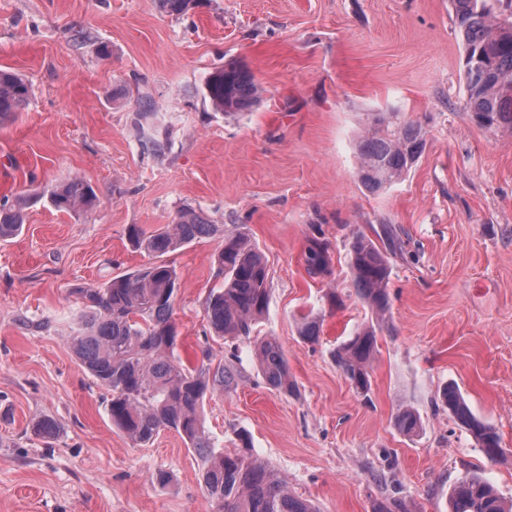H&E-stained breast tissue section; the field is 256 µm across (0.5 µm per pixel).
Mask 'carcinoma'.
<instances>
[{
    "label": "carcinoma",
    "instance_id": "1",
    "mask_svg": "<svg viewBox=\"0 0 512 512\" xmlns=\"http://www.w3.org/2000/svg\"><path fill=\"white\" fill-rule=\"evenodd\" d=\"M455 23L462 36L466 108L490 127L512 129V22L492 20L488 0H452ZM206 96L219 112H249L262 100L263 89L244 66L228 64L214 69L205 82ZM31 86L18 73L0 69V121L19 112L29 101ZM141 145L160 149L159 132L138 123ZM425 131L415 123L390 115L370 121L357 146L358 177L370 192L401 180L420 158ZM64 212H88L96 206L92 187L75 176L51 185L41 194H18L0 201V239L18 234L27 210L42 198ZM223 233L220 225L201 210L181 206L172 224L147 233L136 224L128 228L132 246L156 261L130 274L77 288L82 308L77 335L71 347L81 366L109 391L112 425L133 442L146 444L160 432L172 430L193 449L207 496L215 512H318L308 500L288 490L284 479L251 453L224 452L206 426L204 404L216 391L236 383L229 367L211 369L183 363L177 350L179 336L173 319L181 275L161 260L203 237ZM394 240L378 246L358 235L350 246V269L359 299L375 314L389 308V256ZM305 261L308 273H331L329 247L323 240H308ZM224 281L205 301V319L217 336L248 339L266 314L270 282L266 262L258 247L242 232L224 233V246L215 258ZM299 335L311 344L319 341L320 323L306 317ZM377 352L376 330L366 326L335 352L337 367L360 394L370 390L369 367ZM259 373L276 391L288 395L296 384L288 360L273 338L257 343ZM442 404L470 432L490 460L503 454L493 426L475 416L459 389L447 385ZM397 426L409 435L420 426L419 416L402 412ZM450 512H512L493 487L477 476L456 482L449 495Z\"/></svg>",
    "mask_w": 512,
    "mask_h": 512
}]
</instances>
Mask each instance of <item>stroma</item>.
I'll return each mask as SVG.
<instances>
[{"label": "stroma", "mask_w": 512, "mask_h": 512, "mask_svg": "<svg viewBox=\"0 0 512 512\" xmlns=\"http://www.w3.org/2000/svg\"><path fill=\"white\" fill-rule=\"evenodd\" d=\"M109 56H101L100 47ZM462 40L449 0H194L172 15L158 0H0V67L32 85L29 105L0 123V198L78 176L98 198L83 215L35 205L20 235L0 240V512H213L197 459L173 431L132 442L110 395L69 338L77 288L147 265L129 225L154 231L177 209L245 233L271 280L249 340L215 336L204 318L222 234L166 255L181 273L173 318L184 364L233 365L234 388L205 405L225 451H251L320 512H448L466 475L512 501V131L465 108ZM237 63L265 89L228 116L204 97L214 68ZM165 141L143 151L140 101ZM423 127L426 148L401 180L372 193L355 145L372 115ZM393 225L389 313L376 323L351 282L357 235ZM327 242L332 272L313 278L304 250ZM335 301H328V291ZM318 318V343L301 316ZM377 327L371 389L360 395L333 352ZM272 337L297 385L283 395L257 372ZM457 384L502 438L487 460L440 401ZM420 417L411 435L398 415ZM48 418L55 438L35 435ZM166 471V486L153 483Z\"/></svg>", "instance_id": "obj_1"}]
</instances>
